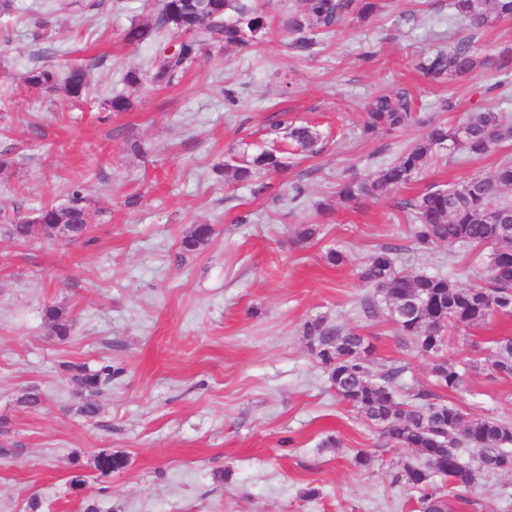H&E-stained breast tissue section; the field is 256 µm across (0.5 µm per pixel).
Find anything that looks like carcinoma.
I'll return each mask as SVG.
<instances>
[{
    "label": "carcinoma",
    "instance_id": "1",
    "mask_svg": "<svg viewBox=\"0 0 512 512\" xmlns=\"http://www.w3.org/2000/svg\"><path fill=\"white\" fill-rule=\"evenodd\" d=\"M448 6L466 35L451 50L437 49L421 58L419 68L436 80L467 76L484 65L485 60L476 55L475 37L493 18H512V0H449ZM376 9L373 0H295L284 26L291 45L308 50L349 18L365 19ZM165 33L177 40H159ZM269 33L267 17L254 0H162L156 14L126 29L124 39L130 45L154 46L150 81L174 85L205 49L221 50L229 44L250 47ZM23 82L31 90H61L75 100L84 99L89 88L87 71L80 66L61 72L35 65ZM132 106V99L123 93L99 102L102 112H125ZM418 123L413 99L399 90L380 94L368 104L363 130L369 135L393 133ZM272 127L284 131V139L304 151L312 152L317 145L316 131L288 121L286 112L275 118ZM508 141H512V117L502 112H477L456 125H434L373 176L337 184L336 197L344 203L378 198L407 185L441 150H461L479 159ZM285 154L286 150L274 145L234 165H224V173L231 174V182L245 184L257 170L286 167ZM506 188H512L511 158L501 161L490 176H472L446 190L422 193L403 205L408 210L411 237L421 249L457 244L479 255L491 249L479 283L464 288L449 276L410 274L396 265L394 246L378 248L357 273L363 287L370 289L361 301L363 315L374 318L384 308L397 312V336L411 341L419 353L434 357L431 373L435 382L430 387L417 388L409 399L401 400L398 391L407 366L374 356L375 348L363 334L323 317L303 326L310 353L327 370L339 399L375 426L392 447L416 459L399 463L395 478L416 500L417 512H454L453 499L467 501L466 493L479 474L512 473V424L494 417H466L446 403L439 391L459 389L463 374L430 344L433 338L443 344L452 332L482 326L495 315L512 316V203H496ZM66 196L80 205L46 204L37 210V224L24 218L8 222V236L26 244L52 239L58 225L74 224L73 239L83 238L89 203L85 186L71 185ZM214 234L213 225L196 224L182 238L181 248L194 252ZM43 317L59 340L70 336L74 318L69 313L48 306ZM489 349L484 369L512 379V336L492 340ZM69 370L79 387L78 413L95 419L97 397L119 370L110 364L90 370L77 363L69 365ZM109 457L108 462L95 460L102 475L127 465L123 455L111 453Z\"/></svg>",
    "mask_w": 512,
    "mask_h": 512
}]
</instances>
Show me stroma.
<instances>
[{
  "label": "stroma",
  "instance_id": "obj_1",
  "mask_svg": "<svg viewBox=\"0 0 512 512\" xmlns=\"http://www.w3.org/2000/svg\"><path fill=\"white\" fill-rule=\"evenodd\" d=\"M160 3L104 0L91 10L85 0H15L0 15V157L12 161L0 171V216L34 215L74 183L90 200L88 240L21 246L0 234V512H29L34 495L44 512H83L89 502L98 512H410L394 482L406 453L339 401L303 325L322 316L358 329L376 356L407 365L406 387L432 384L430 358L399 343L386 314H361L354 269L393 245L399 268L468 285L485 260L456 245L423 251L401 204L433 185L491 175L512 158V142L480 159L438 154L375 200L342 204L336 185L397 159L424 121L453 124L488 109L512 116V80L493 64L512 48V19L476 39L491 66L437 82L416 65L463 34L448 0H380L372 17L307 52L282 30L291 0H265L267 40L202 52L173 86H128V71L150 72L154 49L125 44L123 33ZM36 64L85 66L92 98L123 92L134 107L103 120L91 101L28 89L22 78ZM400 89L418 101L422 124L364 135L368 103ZM281 111L319 131V153L295 150L285 169L257 171L247 185L216 174L264 148ZM134 141L144 155L131 151ZM203 223L215 236L182 252V237ZM304 224L320 233L299 244ZM332 249L345 263H327ZM52 305L74 318L66 340L43 318ZM499 336H512V316L451 333L443 354L467 369L463 387L443 398L465 415L512 422V379L481 368ZM69 362L120 369L94 420L76 412ZM30 388L43 395L34 409L20 402ZM361 450L368 465L355 461ZM102 451L123 454L126 467L100 475ZM77 471L88 480L82 492L70 485ZM468 498L459 512H512V475L481 476Z\"/></svg>",
  "mask_w": 512,
  "mask_h": 512
}]
</instances>
